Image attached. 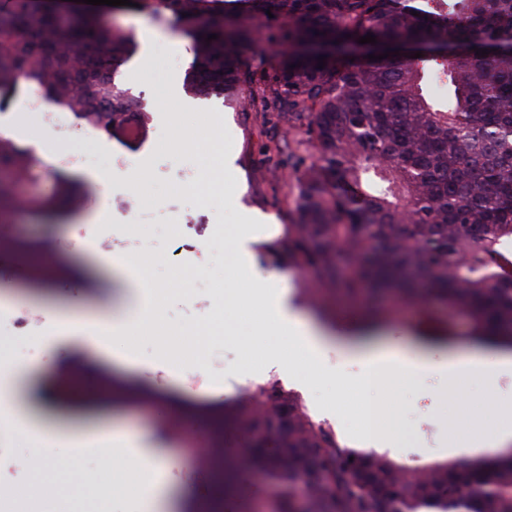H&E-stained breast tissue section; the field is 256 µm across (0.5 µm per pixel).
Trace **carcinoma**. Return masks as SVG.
Returning <instances> with one entry per match:
<instances>
[{
  "instance_id": "1",
  "label": "carcinoma",
  "mask_w": 512,
  "mask_h": 512,
  "mask_svg": "<svg viewBox=\"0 0 512 512\" xmlns=\"http://www.w3.org/2000/svg\"><path fill=\"white\" fill-rule=\"evenodd\" d=\"M133 2L191 27L192 90L220 91L293 134L295 223L261 250L325 289H301L304 303L333 325L331 293L393 291L421 308L414 330L427 344L455 337L434 312L444 307L464 314L475 342L512 349V0ZM369 33L377 43H358ZM282 44L288 55H270ZM132 47L94 15L71 23L34 0H3L0 104L36 87L108 133L126 94L114 72ZM250 55L275 64L258 74ZM433 83L448 84V99L430 97ZM33 165L28 150L0 143V167ZM351 318L361 330L390 321L380 308ZM217 427L242 435L225 478L239 465L262 470L270 512H512V456L399 464L346 444L275 381L224 405Z\"/></svg>"
}]
</instances>
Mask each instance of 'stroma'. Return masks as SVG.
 Here are the masks:
<instances>
[{"instance_id": "1", "label": "stroma", "mask_w": 512, "mask_h": 512, "mask_svg": "<svg viewBox=\"0 0 512 512\" xmlns=\"http://www.w3.org/2000/svg\"><path fill=\"white\" fill-rule=\"evenodd\" d=\"M110 22L135 40L115 79L143 98L144 110L136 115L140 137H127L120 129L97 132L74 114L70 121L81 137L55 139L29 125L21 142L40 141L37 154L48 159L58 149H106L125 158L128 170L108 174L90 167L65 180L52 170H32L24 191L34 207L0 213V294L14 297L11 310L26 321L24 335L0 330V350L25 354L32 363V400L52 390V415L82 426L117 429L156 448L172 465L181 512H197L217 477L198 444L223 453L235 442L233 435L204 429L224 413L223 400L212 398L211 392L228 371L236 372L239 393L256 383L278 382L351 447L367 441L363 413L372 405L386 422L385 450L392 459L409 466L468 459L464 444L484 433L487 410L512 401V371L493 376L466 372L452 380L439 373L384 376L365 389L364 367L344 352L345 342L355 339L349 323L337 324L332 331L336 344L313 359L300 356L293 337L267 332L273 302L253 298L263 280L274 294H287L290 310L302 323H319L299 296L304 280L266 265L259 250L294 218L285 199L292 176L266 149L271 138H287V130L269 129L260 113L234 109L222 94L190 91L186 79L194 58L192 40L169 14L121 11ZM216 136L224 141V155L214 163L201 146ZM211 165L224 193L208 200L182 181L181 171ZM64 187L74 202L59 219L48 220L46 211ZM131 193L154 209L155 223H142L136 210L123 208ZM245 224L257 228L258 235L242 258L226 244ZM116 256L145 270L148 280L161 287L157 318L163 329L176 334L223 318V341L203 342L199 358L182 364V382L165 379L161 366L168 345L155 333L139 332L128 359L100 341L94 321L130 288L124 271L112 264ZM188 271L223 279V299L192 287L184 277ZM386 305L392 322L374 335V342L407 352L422 350L436 360L472 344L463 315L454 317L451 344L425 346L413 329L415 307L399 308L391 299ZM55 309L89 322L87 336L49 344L56 333L51 319ZM54 454L35 436L14 434L0 444V483L26 486L30 476L17 467V460ZM70 455L84 460L94 489L88 496L65 495L55 512H137L147 481L127 466L121 450L91 442ZM268 497L260 473L242 467L217 512H263Z\"/></svg>"}]
</instances>
